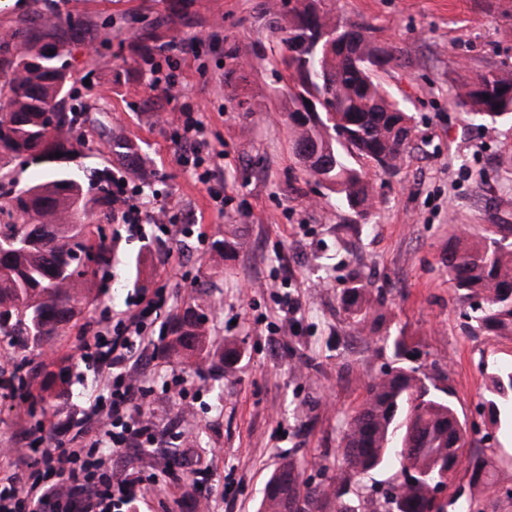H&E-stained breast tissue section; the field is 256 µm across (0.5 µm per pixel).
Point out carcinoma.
Returning a JSON list of instances; mask_svg holds the SVG:
<instances>
[{
	"label": "carcinoma",
	"instance_id": "1",
	"mask_svg": "<svg viewBox=\"0 0 512 512\" xmlns=\"http://www.w3.org/2000/svg\"><path fill=\"white\" fill-rule=\"evenodd\" d=\"M323 0H279L271 34L280 63L289 72L293 108L287 120L292 150L307 173L337 195L364 221L373 207L369 174L390 173L404 161L414 133L412 116L383 90L375 57L381 47L365 22H343L322 7ZM189 0H167V15L150 26L129 27L141 57L153 53L160 28L177 19L191 20ZM90 25L80 19L61 22L36 11L18 18L0 34V214L14 218L0 224V344L12 350L39 348L65 336L84 306L97 301L88 285L112 279V245L88 223H112L111 180L98 174L84 180L70 166L78 156L74 134L77 115L67 110L71 73L65 47L83 39ZM340 34L347 52L328 53L318 38ZM313 103L315 111L295 107ZM453 105L473 121L512 119V71L477 78L465 76L450 94ZM62 157H55V153ZM38 155L35 177L24 184L27 198L15 191L19 174L10 159ZM37 221L40 232L28 229ZM512 224H493L478 241L455 237L443 261L457 298L469 304L473 334L512 336ZM343 309L354 331H374L381 315L363 284L345 288ZM205 321L192 311L173 329L172 352H201L207 342ZM390 347L398 365L366 385V397L347 419L336 476L325 486L306 487L291 456L282 458L268 478L258 512H385L382 502H396L398 512H457L480 487L491 482L483 450L463 442L448 451L460 419L450 387L412 364L405 337ZM497 417L498 400L512 398V366L491 377ZM395 458L399 471L382 498L363 493L364 479ZM468 461L470 494L456 489L443 502L440 484L454 486L462 461Z\"/></svg>",
	"mask_w": 512,
	"mask_h": 512
}]
</instances>
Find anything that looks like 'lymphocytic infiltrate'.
Instances as JSON below:
<instances>
[{"label": "lymphocytic infiltrate", "mask_w": 512, "mask_h": 512, "mask_svg": "<svg viewBox=\"0 0 512 512\" xmlns=\"http://www.w3.org/2000/svg\"><path fill=\"white\" fill-rule=\"evenodd\" d=\"M138 186L125 174L112 177V206L126 233L144 237L145 225L189 235L188 225L160 207L145 210ZM167 300L162 288L142 292L135 309L118 320L111 335L96 331L84 342L80 358L97 365L104 392L80 418L57 428L54 447L43 449L42 464L25 481L0 478V512H136L135 487L144 475L113 477L114 464L132 450L153 447L155 423L139 408L144 387L134 372L133 354L146 343L149 319Z\"/></svg>", "instance_id": "f902f5d3"}]
</instances>
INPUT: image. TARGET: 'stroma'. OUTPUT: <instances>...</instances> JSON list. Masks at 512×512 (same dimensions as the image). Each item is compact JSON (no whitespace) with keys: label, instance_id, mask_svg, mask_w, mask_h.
Listing matches in <instances>:
<instances>
[{"label":"stroma","instance_id":"35a3bbf8","mask_svg":"<svg viewBox=\"0 0 512 512\" xmlns=\"http://www.w3.org/2000/svg\"><path fill=\"white\" fill-rule=\"evenodd\" d=\"M276 0H195L193 24L170 26L159 58L178 86H154L136 68L125 33L131 18L150 22L163 0H11L0 29L40 10L106 25L101 44L69 45L71 83L85 115L78 161L118 169L113 136L139 149L149 187L142 197L167 204L193 237L174 239L147 227L146 238L112 247V278L48 349L22 352L21 376L42 394L45 375L74 360L49 420L82 415L102 391L94 367L79 361L86 330L126 318L138 291L166 287L168 301L147 332L159 347L177 317L207 314L202 358L160 355L144 362L151 386L144 409L157 425L160 466L173 477L143 484L140 512H257L264 485L284 456L320 482L335 466L347 416L370 377L396 364L384 340L403 335L430 375H445L474 446L485 449L499 480L477 494L474 512H512V403L499 421L484 406L491 377L512 364V336H475L442 259L459 227L484 233L512 224V122L477 126L449 94L461 71L512 69V0H326L336 17L368 21L393 59L380 71L386 91L414 117L416 130L400 169L376 174L369 227L309 176L291 150L288 74L268 23ZM220 41H212V33ZM198 39V54L184 46ZM223 159L200 180L191 155L173 137L183 104ZM224 195L216 205L212 195ZM359 276L387 301L379 331L355 334L339 302ZM298 309L285 314L283 296ZM235 348L236 361L224 359Z\"/></svg>","mask_w":512,"mask_h":512}]
</instances>
